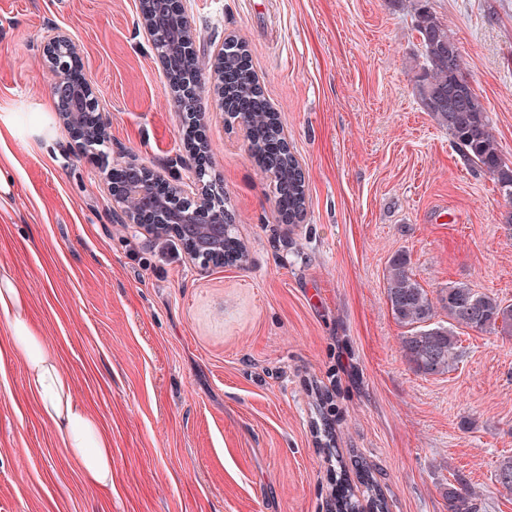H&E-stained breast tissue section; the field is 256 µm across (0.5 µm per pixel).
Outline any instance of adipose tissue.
I'll use <instances>...</instances> for the list:
<instances>
[{"label":"adipose tissue","mask_w":512,"mask_h":512,"mask_svg":"<svg viewBox=\"0 0 512 512\" xmlns=\"http://www.w3.org/2000/svg\"><path fill=\"white\" fill-rule=\"evenodd\" d=\"M25 313V301L12 274L0 266V316L11 334L10 341L0 345V366L22 356L27 386L39 398L45 418L84 481L111 485L112 450L100 434L98 421L75 401L57 357L29 329Z\"/></svg>","instance_id":"ef3b65f1"}]
</instances>
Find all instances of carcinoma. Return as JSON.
Returning a JSON list of instances; mask_svg holds the SVG:
<instances>
[{"label":"carcinoma","instance_id":"obj_1","mask_svg":"<svg viewBox=\"0 0 512 512\" xmlns=\"http://www.w3.org/2000/svg\"><path fill=\"white\" fill-rule=\"evenodd\" d=\"M416 27L420 36L423 63L429 93L416 90L423 109L448 130L452 142L464 160L489 175L502 188V195L512 201V167L502 160L492 134L487 111L474 89L458 83L462 75L461 56L453 53L456 43L433 15L424 7L415 8ZM224 99L228 111L233 112L241 103H251L247 109L252 153L263 168L274 174L278 192V209L282 215H304L306 195L301 179V167L294 155L286 159L273 158L267 147L284 133L272 107L264 103L258 93L257 77L247 50L231 44L224 46ZM453 89L464 107L462 112L448 111V89ZM224 250L235 261H246L245 243L230 227L224 239ZM387 300L395 319L406 328L400 338L404 357L413 369L422 375H437L448 371L462 355V346L455 328L477 331L500 330L512 333V304L487 293L477 292L464 283L450 284L440 290L437 300L415 278L409 268L407 256L399 254L391 262L387 279ZM448 316V322L436 320L437 309ZM362 477L373 491L372 506L376 512H388L383 495L378 492L370 470L362 468ZM495 482L505 491L512 492V457H505L494 474ZM448 512H475L476 505L461 490L450 488L445 494ZM335 512H361L359 500L352 493L342 494L335 500Z\"/></svg>","mask_w":512,"mask_h":512}]
</instances>
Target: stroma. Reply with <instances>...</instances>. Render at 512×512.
I'll list each match as a JSON object with an SVG mask.
<instances>
[{
    "label": "stroma",
    "mask_w": 512,
    "mask_h": 512,
    "mask_svg": "<svg viewBox=\"0 0 512 512\" xmlns=\"http://www.w3.org/2000/svg\"><path fill=\"white\" fill-rule=\"evenodd\" d=\"M183 4L202 71L225 36L245 43L300 162L305 215L283 223L241 126L209 104L198 121L209 174L247 261L203 266L114 223L115 159L190 176L139 0H0V266L112 445L111 488L89 487L15 357L0 376V512H330L342 479L366 508L363 465L389 512H447L451 487L478 512H512L494 480L512 456V335L459 328L460 361L424 376L386 299L404 253L430 297L464 282L512 304V201L422 110L410 0ZM427 6L512 158V0ZM59 31L101 103L96 156L59 120L43 54ZM16 452L29 471L13 469Z\"/></svg>",
    "instance_id": "1"
}]
</instances>
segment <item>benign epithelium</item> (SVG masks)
<instances>
[{
	"label": "benign epithelium",
	"mask_w": 512,
	"mask_h": 512,
	"mask_svg": "<svg viewBox=\"0 0 512 512\" xmlns=\"http://www.w3.org/2000/svg\"><path fill=\"white\" fill-rule=\"evenodd\" d=\"M138 25L165 71H190L191 82H182L180 90L172 93L177 111L189 107L196 115H202V93L207 83L213 87L219 106L225 107L224 44L215 48L210 77L204 78L196 63L192 25L182 0H139ZM78 53L79 45L65 32L57 33L45 46L47 62L59 70L65 67V59ZM54 94L59 117L82 151L97 152L105 138V128L92 87L86 82L75 84L61 74L54 84ZM115 170L121 174L120 181L106 177V189L118 223L150 227L160 234L174 233L185 239L187 254L201 264L224 263V235L234 220L228 210L222 208L217 212L212 208L213 201L224 200L222 182L204 180L207 170L195 164L191 171L202 188L197 195L187 196L177 181L133 158L117 164Z\"/></svg>",
	"instance_id": "obj_1"
}]
</instances>
